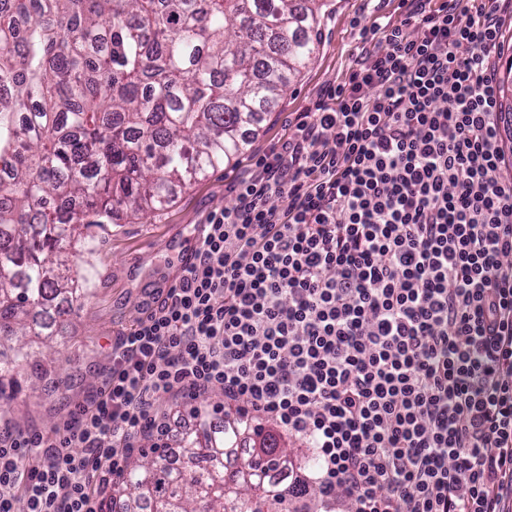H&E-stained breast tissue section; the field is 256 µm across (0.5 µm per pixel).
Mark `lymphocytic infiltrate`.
<instances>
[{"label": "lymphocytic infiltrate", "instance_id": "obj_1", "mask_svg": "<svg viewBox=\"0 0 512 512\" xmlns=\"http://www.w3.org/2000/svg\"><path fill=\"white\" fill-rule=\"evenodd\" d=\"M344 77L226 184L89 404L0 437V512H100L141 441L220 393L312 448L345 512H512V0H400ZM505 45L504 50L502 51L500 57L496 60V68H497V82L499 87V100L501 103V109L503 112L501 115V145L505 151V156L507 160H510L512 158V151H509L510 145L512 146V123L509 122V119L506 121L504 120V117H508V113L512 116V107L511 109L508 107V105L505 104V99L503 101L502 96L505 92V86L503 85V92L501 91V83L502 78L504 76V73L506 71V68L509 66V63L512 58V25L510 26L506 25V29L504 32V43ZM511 46V50H510Z\"/></svg>", "mask_w": 512, "mask_h": 512}]
</instances>
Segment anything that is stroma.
I'll list each match as a JSON object with an SVG mask.
<instances>
[{"label":"stroma","instance_id":"stroma-1","mask_svg":"<svg viewBox=\"0 0 512 512\" xmlns=\"http://www.w3.org/2000/svg\"><path fill=\"white\" fill-rule=\"evenodd\" d=\"M380 16L399 21L400 0H327L315 58L264 115L250 153L277 141L290 113L302 111L326 84L341 80L359 29ZM239 172L236 166L220 169L176 190L171 203L146 219L89 229L87 241L77 244L71 257L88 273V296L55 336L47 374L35 387L0 402V432L47 433L76 406L89 403L110 372L113 343L164 296L197 226L211 212L231 206L224 185Z\"/></svg>","mask_w":512,"mask_h":512}]
</instances>
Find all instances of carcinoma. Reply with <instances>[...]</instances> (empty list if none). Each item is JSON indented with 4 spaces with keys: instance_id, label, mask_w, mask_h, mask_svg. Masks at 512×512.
I'll use <instances>...</instances> for the list:
<instances>
[{
    "instance_id": "obj_1",
    "label": "carcinoma",
    "mask_w": 512,
    "mask_h": 512,
    "mask_svg": "<svg viewBox=\"0 0 512 512\" xmlns=\"http://www.w3.org/2000/svg\"><path fill=\"white\" fill-rule=\"evenodd\" d=\"M322 0H0V399L41 363L29 337L86 295L68 264L93 217L114 224L233 165L317 49ZM181 454L142 456L103 512H295L290 450L224 458L256 427L199 411Z\"/></svg>"
}]
</instances>
